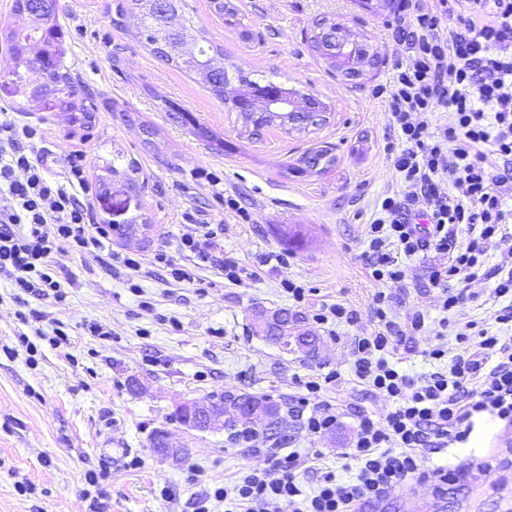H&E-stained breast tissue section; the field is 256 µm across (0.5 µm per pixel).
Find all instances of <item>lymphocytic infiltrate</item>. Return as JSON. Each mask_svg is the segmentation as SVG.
<instances>
[{"instance_id": "f902f5d3", "label": "lymphocytic infiltrate", "mask_w": 512, "mask_h": 512, "mask_svg": "<svg viewBox=\"0 0 512 512\" xmlns=\"http://www.w3.org/2000/svg\"><path fill=\"white\" fill-rule=\"evenodd\" d=\"M399 13L394 38L407 59L384 104L399 138L386 149L401 189L385 195L380 217L367 227L365 270L382 289L371 332L351 342L357 383L393 407L379 420L357 412L347 454L352 480L326 471L304 491L296 473L314 469L320 453L275 442L262 466L214 490L224 512H359L410 481L444 492L467 471L432 463V455L467 442L474 415L512 425V340L456 316L476 298L469 284L489 281L503 303L496 323H512V210L504 193L512 182V0H401ZM436 105L445 118L434 126L423 115ZM44 137L40 125L0 118V275L21 293L60 302L66 294L55 256L103 248L109 232L92 224L83 154L69 156L61 176L52 177L53 157L37 150ZM419 200L424 221L409 223L403 212ZM183 219L193 227L182 239L185 250L240 282L238 264L220 257L211 224L191 210ZM427 251L444 257L428 273L443 317L435 344L423 352L437 369L415 377L396 357L421 335L425 315L397 317L393 304L410 261ZM340 382L331 370L302 383L288 409L301 432L337 426L344 408L322 394Z\"/></svg>"}]
</instances>
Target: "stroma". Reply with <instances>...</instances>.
<instances>
[{"label": "stroma", "mask_w": 512, "mask_h": 512, "mask_svg": "<svg viewBox=\"0 0 512 512\" xmlns=\"http://www.w3.org/2000/svg\"><path fill=\"white\" fill-rule=\"evenodd\" d=\"M373 2L368 10L359 0H224L219 13L212 0H184L183 13L196 30L223 47L225 66L313 95L327 107L328 119L317 129L289 133L272 126L256 139L200 74L152 54L127 0H59L73 74L97 110L83 126L62 112L27 118L46 128L41 148L57 161L83 151L93 222L111 225L110 251L141 254L145 263L136 273L110 263L108 251L58 255L55 271L66 292L61 303L17 295L0 276V512H86L93 499L101 512H196L213 488L232 484L263 456L230 442L224 431L177 421L176 407L193 399L247 392L284 402L299 381L335 370L340 390L354 392L361 409L378 418L391 409L385 397L356 385L349 351L351 338L370 327L378 289L363 268L366 226L377 218L380 198L400 187L383 150L388 114L374 94L392 85L405 56L392 35L399 8ZM323 18L355 30L376 66L353 82L332 72L310 47ZM163 99L182 109L185 121L161 111ZM193 122L224 138V150L195 139ZM147 124L158 130L149 140L142 133ZM328 144L336 155L332 169L297 171L304 153ZM131 162L137 167L133 191L124 175ZM231 198L236 206H228ZM190 208L221 226L224 255L242 270L239 283L184 250L182 215ZM159 250L191 268L193 281L175 282L167 267L152 264ZM272 252L284 254L285 263L268 261ZM439 261L432 251L411 261L395 304L398 315L419 310L427 316L415 350L402 354V368L413 374L431 370L422 352L434 344L442 313L427 273ZM285 280L308 287V300H289ZM144 299L152 313L141 312ZM334 303L358 315L335 339L312 320L315 309ZM33 309L46 314L44 330L63 324L68 350L42 341L31 358L19 349L18 334L31 330L22 317ZM282 309L298 330L319 337L317 359L259 333L258 322ZM93 323L103 335L90 331ZM7 345L14 354L4 353ZM355 425L349 412L337 429L310 436L287 418L278 437L300 451H320L322 466L346 478L343 455ZM501 428L489 423L479 446L440 455L452 467L490 460L474 512H512V446L497 445ZM160 429L182 448V460L155 453L151 438ZM134 458L140 461L135 469L129 466ZM105 463L110 477L89 488L86 475Z\"/></svg>", "instance_id": "35a3bbf8"}]
</instances>
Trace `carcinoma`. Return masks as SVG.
I'll return each instance as SVG.
<instances>
[{"label": "carcinoma", "instance_id": "cac0c4a2", "mask_svg": "<svg viewBox=\"0 0 512 512\" xmlns=\"http://www.w3.org/2000/svg\"><path fill=\"white\" fill-rule=\"evenodd\" d=\"M140 13V35L152 47L153 54L167 64L179 69L195 71L204 75L208 89L218 100L230 106V110L250 118L248 96L251 89L262 88L278 94L279 99L288 101L290 96L298 94L277 85L272 80L262 82L250 79V76L238 70L234 74L224 68H213L215 57L224 55V48L208 40L205 35H194L191 27L182 23L175 27L172 19L181 10L183 0H168L164 9L154 7V0H131ZM12 12L21 19L15 24L0 20V41L10 50L15 63L9 73V81L19 85L21 72L32 63L41 62L46 71L45 80L39 93L27 97V102L42 110L51 108L44 95H58L63 98L59 110L70 114L74 122H84L91 118L95 105L92 98L86 96L75 82L71 68L67 64L65 33L59 20L58 0H14ZM300 116L280 110H270L259 121H251L253 131L258 132L274 124L289 125L299 131L297 125ZM322 162L321 170L333 166L335 155L326 149H317L302 157V163L313 169ZM278 324L264 329L266 338L284 348L302 342L307 353L314 357L318 350V338L288 335V314L277 315ZM241 409L252 403L265 407L268 421L266 427L274 429L281 420L282 406L269 397L251 393L226 394L220 398Z\"/></svg>", "mask_w": 512, "mask_h": 512}]
</instances>
